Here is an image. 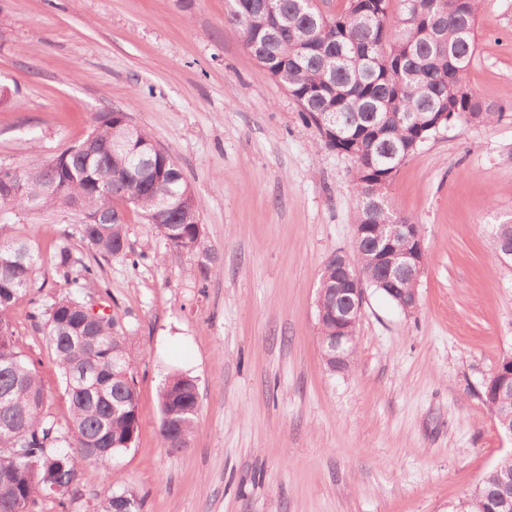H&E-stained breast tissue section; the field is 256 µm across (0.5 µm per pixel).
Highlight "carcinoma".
Wrapping results in <instances>:
<instances>
[{"label": "carcinoma", "instance_id": "cac0c4a2", "mask_svg": "<svg viewBox=\"0 0 512 512\" xmlns=\"http://www.w3.org/2000/svg\"><path fill=\"white\" fill-rule=\"evenodd\" d=\"M271 2L272 14L262 0H227L224 20L294 99L300 120L316 129L320 143L354 154L355 223L362 231L355 266L378 290L386 275L372 260L373 233L382 224L411 220L375 192L376 185L393 179L410 155L448 127L501 116L467 84L485 0H346L336 15L322 11L319 0ZM129 123L121 110L97 115L87 137L60 153L55 165L19 171L18 191L0 197V211L75 210L82 215L75 233L104 259L127 256L130 210L173 250L196 241L197 197L168 151ZM338 261L339 254L332 255L319 278L328 309L336 307ZM53 264L58 293L45 315L70 402L65 427L47 411L42 380L11 323L13 307L37 279L39 256L27 239L0 238V512H35L53 484L63 491L52 501L67 512L78 494L70 476L92 463L112 480L113 461L132 447L139 429L136 363L123 326L113 314L87 321L80 299V290L97 281V268L65 243ZM86 371L95 386L74 381ZM481 396L498 426L512 427V408L495 385L483 387ZM158 398L164 446L187 447L199 411L196 382L174 372ZM499 473L512 474L511 456L466 496V512H496ZM119 500L141 512L142 499L127 487L112 490L102 512H115Z\"/></svg>", "mask_w": 512, "mask_h": 512}]
</instances>
